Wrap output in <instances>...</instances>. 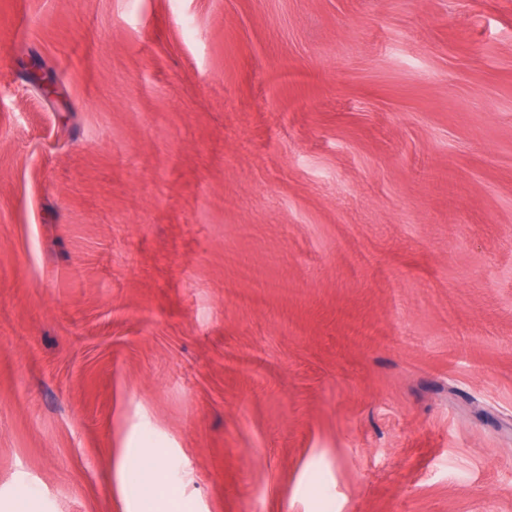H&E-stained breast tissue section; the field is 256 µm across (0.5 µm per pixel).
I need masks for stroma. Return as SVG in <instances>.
<instances>
[{"label": "stroma", "mask_w": 512, "mask_h": 512, "mask_svg": "<svg viewBox=\"0 0 512 512\" xmlns=\"http://www.w3.org/2000/svg\"><path fill=\"white\" fill-rule=\"evenodd\" d=\"M137 448L156 512H512V0H0V512ZM138 455L141 461V476L135 507L140 508L138 512H155L154 496L159 492L158 461L150 448H140Z\"/></svg>", "instance_id": "obj_1"}]
</instances>
